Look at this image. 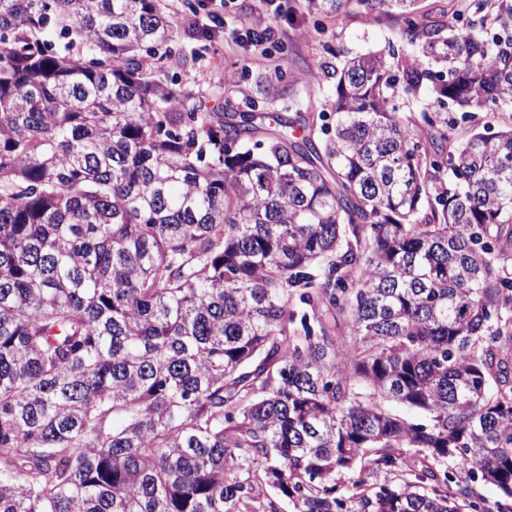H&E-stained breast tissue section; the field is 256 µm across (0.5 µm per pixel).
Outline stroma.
Here are the masks:
<instances>
[{"instance_id":"35a3bbf8","label":"stroma","mask_w":512,"mask_h":512,"mask_svg":"<svg viewBox=\"0 0 512 512\" xmlns=\"http://www.w3.org/2000/svg\"><path fill=\"white\" fill-rule=\"evenodd\" d=\"M299 0H280V12L261 14L260 0H203L198 12H189L185 0H161L162 10L176 23L177 46L191 58L190 63L166 61L165 71L180 86L203 95L207 107L223 106L225 99L243 103L263 95L264 78L274 71L294 76L293 91L299 97L302 121L308 130L320 132L331 124L328 103L335 95L334 69L337 52L355 56L383 49L394 43L407 49L400 22L387 19L378 23L363 16L317 23L298 6ZM221 12L215 33L203 26L209 14ZM265 23L278 31L275 43L265 53L255 52L247 44V30ZM238 71L235 85L224 83V73Z\"/></svg>"}]
</instances>
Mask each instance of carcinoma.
<instances>
[{"mask_svg":"<svg viewBox=\"0 0 512 512\" xmlns=\"http://www.w3.org/2000/svg\"><path fill=\"white\" fill-rule=\"evenodd\" d=\"M416 2L306 0L413 46L316 140L176 87L159 0H0V512L512 499V124L444 112H512V0ZM368 451L416 482L349 506ZM455 118V126L448 130L452 141H458L468 135L472 130L483 131V127L487 124L492 125L497 130V127L502 124L503 119L499 118L497 114L487 112H476L472 116L466 118L461 117L460 113H453Z\"/></svg>","mask_w":512,"mask_h":512,"instance_id":"carcinoma-1","label":"carcinoma"}]
</instances>
